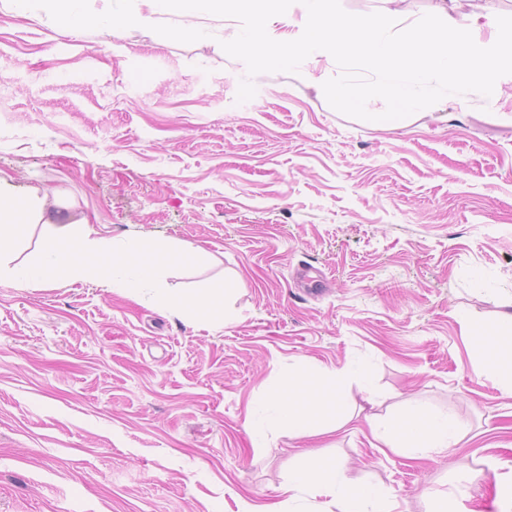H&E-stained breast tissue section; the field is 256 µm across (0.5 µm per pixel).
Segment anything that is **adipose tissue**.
Listing matches in <instances>:
<instances>
[{
    "instance_id": "adipose-tissue-1",
    "label": "adipose tissue",
    "mask_w": 512,
    "mask_h": 512,
    "mask_svg": "<svg viewBox=\"0 0 512 512\" xmlns=\"http://www.w3.org/2000/svg\"><path fill=\"white\" fill-rule=\"evenodd\" d=\"M30 204L25 200L0 199V267L8 262L10 248L22 234L20 220ZM154 259L140 264L142 246L134 241L115 247L92 238L90 228L83 227L71 234H50L42 245V262L21 269L20 275L32 282L45 285L57 275L62 261H69L73 273H87L101 280L123 274L130 287H139L155 276L162 267L189 260L190 252L182 246L158 244L153 248ZM473 348L483 366L512 384V315L504 317L501 328L491 335L475 334ZM350 369L328 371L316 376L305 372L294 374L287 386L268 392L265 406L269 419L278 425L295 420L309 422L315 433L336 432L352 420L346 410V383ZM464 426L448 416L415 409L405 421L391 427L372 424L371 434L389 448L410 444L417 450L451 448ZM296 480L311 491H326L338 500L341 512H387L371 489L348 486L336 464L312 462L300 467Z\"/></svg>"
}]
</instances>
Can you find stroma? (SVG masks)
Here are the masks:
<instances>
[{
    "label": "stroma",
    "instance_id": "35a3bbf8",
    "mask_svg": "<svg viewBox=\"0 0 512 512\" xmlns=\"http://www.w3.org/2000/svg\"><path fill=\"white\" fill-rule=\"evenodd\" d=\"M0 7V196L29 200L13 267L50 231L204 251L137 289L71 272L0 273V512H340L287 486L298 452L393 512H498L512 479V385L469 325L512 314V79L398 120L332 108L317 78L246 75L241 24L115 0L103 33ZM489 39L512 0H464ZM193 25L191 36L163 33ZM231 291L232 317L183 300ZM354 420L329 435L271 425L258 400L298 370L346 366ZM372 392L364 394L363 381ZM422 407L465 426L416 453L377 446Z\"/></svg>",
    "mask_w": 512,
    "mask_h": 512
}]
</instances>
